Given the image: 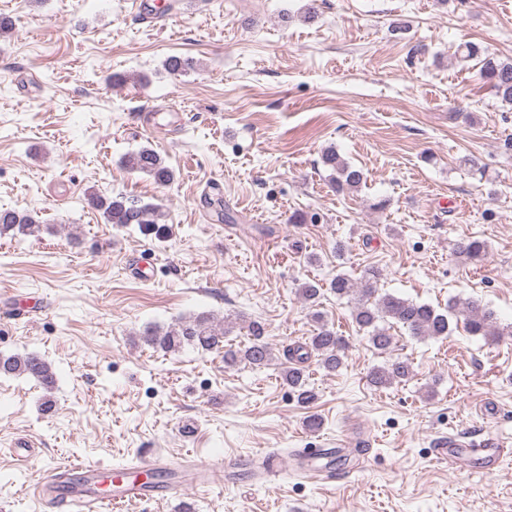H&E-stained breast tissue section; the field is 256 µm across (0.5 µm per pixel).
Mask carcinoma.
Returning a JSON list of instances; mask_svg holds the SVG:
<instances>
[{
  "mask_svg": "<svg viewBox=\"0 0 512 512\" xmlns=\"http://www.w3.org/2000/svg\"><path fill=\"white\" fill-rule=\"evenodd\" d=\"M480 76L488 82L501 101L512 104V59L483 60ZM324 165L336 170L335 185L339 190H356L363 182V173L345 162L336 149L330 147L322 153ZM127 168L150 175L156 183L166 186L173 181L172 169L151 149L130 153L124 160ZM88 203L101 211L110 224H140L149 230L155 229L159 213L153 207L138 206L124 196L105 197L95 192L88 195ZM41 230L38 215L31 211L0 209V235L34 236ZM486 250V244L478 239H469L459 245V254L468 260L479 257ZM380 271L371 268L365 272L361 286L357 287L347 277L338 275L330 281L329 288L340 299L354 301L352 317L359 328L365 330L372 347L380 352L388 351L394 340L389 333L393 325H401L410 335L418 338H435L450 333L451 321L463 320L466 330L474 335L512 336V323L500 326L492 310L475 300L448 301V310L441 313L427 304H419L391 294H377L375 283ZM303 300L311 305L318 302L322 286L317 281H306L299 287ZM232 321L217 322L214 317L202 312L195 317L179 321L166 328L147 329L141 340L144 344L165 352L177 351L186 346L205 352L224 354V363L236 365L245 363L262 367L271 360V351L264 340V326L258 321L248 325L249 342L237 348L225 343L233 332ZM343 340L328 324L320 323L307 342L289 347L283 355L286 363L284 379L297 393V401L310 405L317 400V394L307 385L305 363L315 357L323 369L336 372L342 366L340 352ZM0 373L4 375H25L44 386H54L55 377L51 365L35 354L24 356H0ZM413 367L406 360H397L389 367L379 368L370 375V382L377 388L390 387L395 383L408 381Z\"/></svg>",
  "mask_w": 512,
  "mask_h": 512,
  "instance_id": "cac0c4a2",
  "label": "carcinoma"
}]
</instances>
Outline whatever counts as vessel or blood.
Masks as SVG:
<instances>
[{
	"mask_svg": "<svg viewBox=\"0 0 512 512\" xmlns=\"http://www.w3.org/2000/svg\"><path fill=\"white\" fill-rule=\"evenodd\" d=\"M508 444L506 438L492 436L481 440L478 448H470L469 444L448 438L441 441L437 448L438 455L450 456L460 461L477 459L481 472H495L505 453ZM169 466V462L161 455L147 451L140 455L135 464L126 467H112L101 464H86L82 470L86 475L87 484L71 486L65 489L63 498H52L54 477H47L41 491L42 496L48 497L51 512H103L104 508L124 501L141 500L149 504L158 503L175 496L184 485H197L206 473L222 476L223 468L210 467L203 462L191 465V472L186 481L159 483L153 476ZM110 481L114 487L112 496L98 495V482Z\"/></svg>",
	"mask_w": 512,
	"mask_h": 512,
	"instance_id": "b4317fda",
	"label": "vessel or blood"
}]
</instances>
